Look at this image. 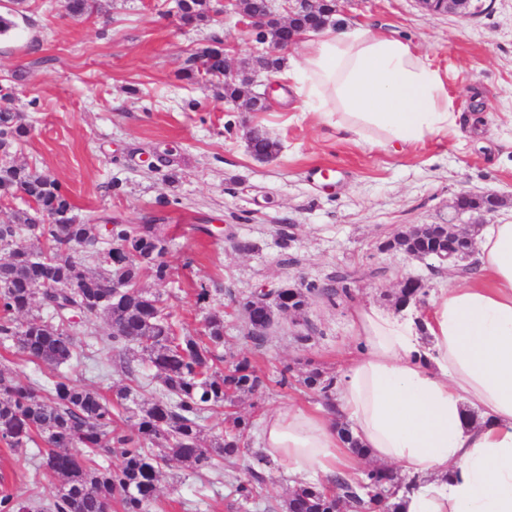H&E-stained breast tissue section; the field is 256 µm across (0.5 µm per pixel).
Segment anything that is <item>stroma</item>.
Returning a JSON list of instances; mask_svg holds the SVG:
<instances>
[{"label":"stroma","instance_id":"obj_1","mask_svg":"<svg viewBox=\"0 0 512 512\" xmlns=\"http://www.w3.org/2000/svg\"><path fill=\"white\" fill-rule=\"evenodd\" d=\"M14 26L0 33V108L21 113L29 129L12 149L15 164L57 179L85 223L115 217L140 224L161 215L168 278L145 277L183 331L201 334L210 309L224 312L216 369L248 357L265 379L261 393L238 398L250 427L245 445L260 450L262 415L316 395L298 384L313 368L340 374L356 347L352 304L395 305L413 276L439 287L427 262L383 250L413 225L470 223L456 195L494 192L512 213V0H492L475 17L425 14L417 0H342L351 26L387 24L426 52L459 110L458 127L393 153L341 138L334 128L272 98L264 112L224 99L223 78H188L187 61L212 41L237 60L262 49L234 14L183 25L175 0H101L92 17L69 15L63 0H7ZM263 127L281 145L272 159L247 148L246 131ZM249 243L246 251L238 243ZM353 272L351 297L312 298L304 311L310 339L298 342L292 319L257 342L236 300L260 288L329 282ZM208 288L210 300L197 299ZM123 353L111 368L95 358L63 367L80 386L114 398ZM287 385H280V378ZM43 443L13 450L0 442V495L51 502L58 483L42 467ZM262 497L240 505L235 474L200 476L179 462L164 468L154 512H281L290 491L279 465L264 468Z\"/></svg>","mask_w":512,"mask_h":512}]
</instances>
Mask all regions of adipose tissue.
Segmentation results:
<instances>
[{
	"label": "adipose tissue",
	"mask_w": 512,
	"mask_h": 512,
	"mask_svg": "<svg viewBox=\"0 0 512 512\" xmlns=\"http://www.w3.org/2000/svg\"><path fill=\"white\" fill-rule=\"evenodd\" d=\"M343 137L397 152L457 124L441 72L404 38L340 25L304 34L278 74ZM358 343L336 408L280 406L261 446L292 482L353 476L364 460L412 478L399 512H512V220L487 225L471 274L426 308L354 305ZM348 423L367 450L349 451Z\"/></svg>",
	"instance_id": "1"
}]
</instances>
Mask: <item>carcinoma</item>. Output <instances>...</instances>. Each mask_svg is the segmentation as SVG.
Here are the masks:
<instances>
[{
  "instance_id": "carcinoma-1",
  "label": "carcinoma",
  "mask_w": 512,
  "mask_h": 512,
  "mask_svg": "<svg viewBox=\"0 0 512 512\" xmlns=\"http://www.w3.org/2000/svg\"><path fill=\"white\" fill-rule=\"evenodd\" d=\"M74 17L90 16L96 0H65ZM181 19L187 23L208 18L209 0H181ZM336 0H322L319 14H299L294 25L307 30L321 18L333 19ZM202 66L192 65L191 76L203 77L224 70V48L213 47L200 55ZM224 97L232 100L255 99L253 85L245 80L224 85ZM0 151L10 152L12 144L28 134L21 116L0 110ZM250 150L255 156H273L279 145L261 127H254ZM23 192L31 211L17 216L15 224H0V249L8 259L0 262V341H10L26 360L55 369L79 363L85 358V345L78 342L77 323L104 319L109 334H90L97 353L137 348L156 369L159 387L155 394L137 396L144 390L139 374L125 366L126 383L117 399L137 406L130 432L114 426L112 401L97 391L80 387L69 377L52 376L36 387L0 371V442L23 448L35 438L47 440L43 458L54 459L47 473L61 479L48 512H103L113 502L119 512H152L157 482L163 467L173 460L187 463L199 473L213 472L217 462L242 455L241 441L249 423L229 410L238 396L257 392L263 385L255 367L242 358L225 370L213 369L215 351L224 345V314L209 313L200 335L181 334L169 314L156 309L159 299L141 287L142 278L152 275L161 280L169 274L162 261L165 249H156L164 238L158 231L159 216L144 224H117L96 228L77 224L65 213L74 205L54 178L25 167L0 163V200ZM47 212L59 216L56 224H44L38 232V246L20 247L17 239ZM128 245L132 255L119 266L103 260L99 252L112 242ZM92 261L98 270L84 262ZM349 274L336 276V292L308 284L298 291L296 305H307L308 297L332 299L348 292ZM124 285L119 300L96 306L90 298ZM61 283H77V288H61ZM48 311L45 317L42 311ZM306 385L329 400L335 377L318 371L305 379ZM207 408L224 409L225 429L211 445L201 441L200 419ZM106 452L120 459L104 465L95 456ZM270 459L258 456L255 464L245 465L248 478L237 485L240 501L248 503L264 489L263 467ZM396 494L392 476L370 469L351 483L336 476L332 485L308 484L297 487L284 504L285 512H336V507L359 506L364 512L382 507L398 512L391 502ZM29 505L10 494L0 497V512H28Z\"/></svg>"
}]
</instances>
